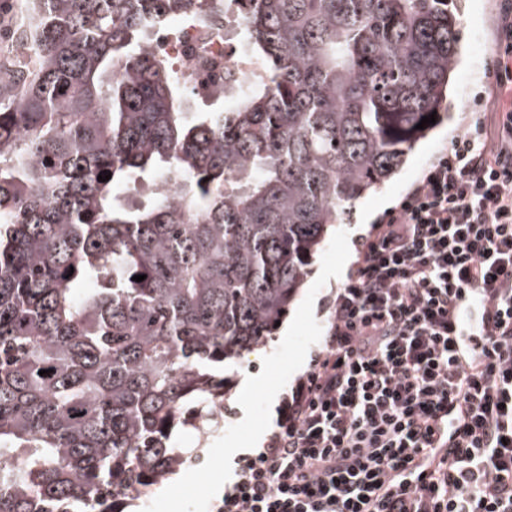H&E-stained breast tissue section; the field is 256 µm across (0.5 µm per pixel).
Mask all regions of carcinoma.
<instances>
[{
  "label": "carcinoma",
  "mask_w": 512,
  "mask_h": 512,
  "mask_svg": "<svg viewBox=\"0 0 512 512\" xmlns=\"http://www.w3.org/2000/svg\"><path fill=\"white\" fill-rule=\"evenodd\" d=\"M20 2L38 21L31 67L0 76V512H118L179 471L176 426L215 425L222 371L283 321L331 226L448 119L457 9L243 0L263 75L192 112L147 33L221 0Z\"/></svg>",
  "instance_id": "1"
}]
</instances>
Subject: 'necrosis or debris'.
Here are the masks:
<instances>
[{
  "label": "necrosis or debris",
  "instance_id": "4bbe7bcc",
  "mask_svg": "<svg viewBox=\"0 0 512 512\" xmlns=\"http://www.w3.org/2000/svg\"><path fill=\"white\" fill-rule=\"evenodd\" d=\"M239 0H226L216 15L187 19L176 32L155 28L147 48L170 61L194 98L208 100L223 92L241 94L263 70L244 52L237 34L242 26ZM33 20L15 23L0 31V66L13 73L25 71L30 54L27 36Z\"/></svg>",
  "mask_w": 512,
  "mask_h": 512
}]
</instances>
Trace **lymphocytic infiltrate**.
Returning <instances> with one entry per match:
<instances>
[{
  "mask_svg": "<svg viewBox=\"0 0 512 512\" xmlns=\"http://www.w3.org/2000/svg\"><path fill=\"white\" fill-rule=\"evenodd\" d=\"M323 342L213 512H512L511 112L374 228Z\"/></svg>",
  "mask_w": 512,
  "mask_h": 512,
  "instance_id": "1",
  "label": "lymphocytic infiltrate"
}]
</instances>
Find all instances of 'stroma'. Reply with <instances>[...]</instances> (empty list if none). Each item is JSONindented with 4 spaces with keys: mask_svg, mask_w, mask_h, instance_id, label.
I'll use <instances>...</instances> for the list:
<instances>
[{
    "mask_svg": "<svg viewBox=\"0 0 512 512\" xmlns=\"http://www.w3.org/2000/svg\"><path fill=\"white\" fill-rule=\"evenodd\" d=\"M457 7L461 56L449 94L448 121L418 145L383 189L361 199L350 219L337 225L335 234L314 255L307 282L284 320L288 335L270 336L242 364L225 370L221 425L204 440L192 430L174 429L180 447L199 449L201 469L184 475L175 490L163 485L150 491L132 504L131 512H210L212 502L232 479L239 457L266 441L282 394L292 388L321 350L330 321L329 303L353 268L360 241L461 132L471 105H478V116L488 136L496 135L503 113L512 110V82L497 81L504 3L458 0ZM245 374L257 385L244 394L239 380Z\"/></svg>",
    "mask_w": 512,
    "mask_h": 512,
    "instance_id": "35a3bbf8",
    "label": "stroma"
}]
</instances>
